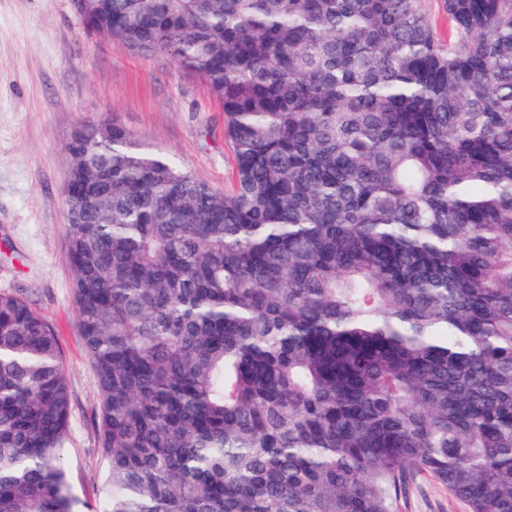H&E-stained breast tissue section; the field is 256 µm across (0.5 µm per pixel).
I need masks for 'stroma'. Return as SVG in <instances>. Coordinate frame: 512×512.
Instances as JSON below:
<instances>
[{"label":"stroma","mask_w":512,"mask_h":512,"mask_svg":"<svg viewBox=\"0 0 512 512\" xmlns=\"http://www.w3.org/2000/svg\"><path fill=\"white\" fill-rule=\"evenodd\" d=\"M110 119L213 189L230 188L224 110L200 75L164 55L120 51L85 27L71 0H0V292L28 301L56 333L70 390L64 461L78 512H99L108 462L66 261L65 146L81 123ZM399 512L468 508L422 477Z\"/></svg>","instance_id":"1"}]
</instances>
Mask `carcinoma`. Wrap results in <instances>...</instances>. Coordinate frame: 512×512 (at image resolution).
<instances>
[{"mask_svg":"<svg viewBox=\"0 0 512 512\" xmlns=\"http://www.w3.org/2000/svg\"><path fill=\"white\" fill-rule=\"evenodd\" d=\"M199 73L217 191L83 123L66 259L103 512H512V0H72ZM56 337L0 292V512H74ZM399 512H469L467 506L448 494V490L430 478H419L410 488Z\"/></svg>","mask_w":512,"mask_h":512,"instance_id":"cac0c4a2","label":"carcinoma"}]
</instances>
